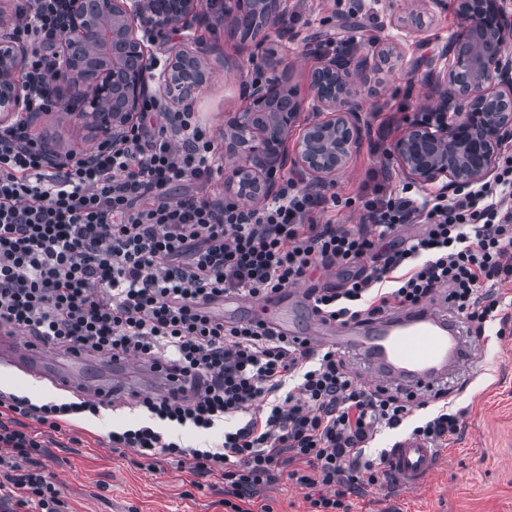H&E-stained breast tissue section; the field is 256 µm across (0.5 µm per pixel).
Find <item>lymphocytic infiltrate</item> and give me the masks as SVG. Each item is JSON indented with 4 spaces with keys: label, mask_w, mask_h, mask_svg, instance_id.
I'll return each mask as SVG.
<instances>
[{
    "label": "lymphocytic infiltrate",
    "mask_w": 512,
    "mask_h": 512,
    "mask_svg": "<svg viewBox=\"0 0 512 512\" xmlns=\"http://www.w3.org/2000/svg\"><path fill=\"white\" fill-rule=\"evenodd\" d=\"M64 4L16 0L14 32L31 43L28 69L40 82L56 62ZM29 126L21 115L0 131V328L51 350L164 362L179 386L139 399L149 423L111 431L109 446L151 473L167 459L223 483L227 512H248L283 475L307 489L312 512H349L348 495L390 477L388 449L372 458L368 444L411 410L355 381L335 351L290 344L254 319L225 324L210 305L228 294L257 301L310 271L354 264L343 285L308 289L313 315L368 320L444 287L478 327L500 316L493 287L512 278L511 156L493 184L453 199L376 186L349 230L320 221L318 195L290 182L256 208L209 190L215 139L191 112L172 136L153 98L118 149L51 158ZM415 223L422 231L400 237ZM100 409L0 391V512H71L34 428L58 432L69 416ZM174 426L223 433L192 448Z\"/></svg>",
    "instance_id": "obj_1"
}]
</instances>
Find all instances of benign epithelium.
<instances>
[{
    "label": "benign epithelium",
    "mask_w": 512,
    "mask_h": 512,
    "mask_svg": "<svg viewBox=\"0 0 512 512\" xmlns=\"http://www.w3.org/2000/svg\"><path fill=\"white\" fill-rule=\"evenodd\" d=\"M59 58L71 76L60 95L63 110L89 126L96 139L119 146L137 119L143 101L155 97L170 112V130L179 135L176 114L193 110L211 65L212 49L189 31L205 14L203 0H173L161 11L156 0H67ZM425 0L405 7V37L421 32ZM460 26L448 42V63L433 70L432 94L392 142L389 155L404 175L420 187L440 185L444 193L487 181L497 170L503 148L512 142V14L505 0H454ZM13 0H0V127L19 114L29 122L26 82L28 46L4 22ZM290 0H224V30L241 29L250 14L252 32L267 40L287 30ZM183 34L169 52L160 77L149 76L147 44ZM397 46L364 52L348 46L316 57L311 96L300 99L289 88L279 64L263 60L262 78L246 86L249 107L225 127L231 155L237 157L232 180L257 203L277 193L276 174L283 167L288 137L305 118L292 160L310 186L329 184L362 143L365 121L362 91L369 75L397 57Z\"/></svg>",
    "instance_id": "1"
}]
</instances>
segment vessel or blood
Listing matches in <instances>:
<instances>
[{
  "instance_id": "vessel-or-blood-1",
  "label": "vessel or blood",
  "mask_w": 512,
  "mask_h": 512,
  "mask_svg": "<svg viewBox=\"0 0 512 512\" xmlns=\"http://www.w3.org/2000/svg\"><path fill=\"white\" fill-rule=\"evenodd\" d=\"M246 310L287 335L292 343L334 348L363 362L375 388L400 391L416 399L439 391L450 374L463 371L473 361L474 348L456 322L427 304L363 324L325 321L303 331L286 310L276 306L260 309L255 302L238 297L225 306V323H232L236 314ZM0 361L23 372L31 383L47 381L104 403L119 397L166 393L176 386L164 364L127 355L113 359L110 377L88 378L92 361L84 352H71L66 361L57 362L48 359L43 345L21 339L5 328L0 329ZM437 459V449L409 435L394 443L389 468L399 487L415 489L431 475Z\"/></svg>"
}]
</instances>
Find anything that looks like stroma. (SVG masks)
Wrapping results in <instances>:
<instances>
[{
	"label": "stroma",
	"instance_id": "35a3bbf8",
	"mask_svg": "<svg viewBox=\"0 0 512 512\" xmlns=\"http://www.w3.org/2000/svg\"><path fill=\"white\" fill-rule=\"evenodd\" d=\"M288 22L291 38H272L271 48L287 84L308 96V71L314 51L335 50L352 37L363 49L398 42L401 58L382 73L367 96L368 128L362 147L354 153L334 183L325 189L327 211L337 224L358 228L362 201L375 183L401 190L405 176L387 157L391 141L419 111L428 77L441 67V55L459 21L453 0L430 7L422 31L405 39L399 27L401 0H292ZM193 33L215 47L210 72L198 91L196 111L216 141L224 139L230 113L247 104L243 87L250 81L252 39L225 32L216 13L198 20ZM29 130L54 140L59 152L96 146L93 132L64 112L44 115ZM473 364L448 377L446 398H428L414 408L408 422L383 429L373 448L391 447L412 427L421 425L439 407L459 417L460 431L442 445L437 467L421 487L406 490L387 483L350 497V512H512V320L506 328L490 324L471 336ZM148 415L131 400H118L99 416H80L66 432L44 436L49 470L64 486L74 512H224V487L204 482L189 485L187 471L167 462L160 473L135 467L129 456L108 448V433L119 426L146 423ZM307 491L287 477L264 487L259 503L274 512H308Z\"/></svg>",
	"mask_w": 512,
	"mask_h": 512
}]
</instances>
